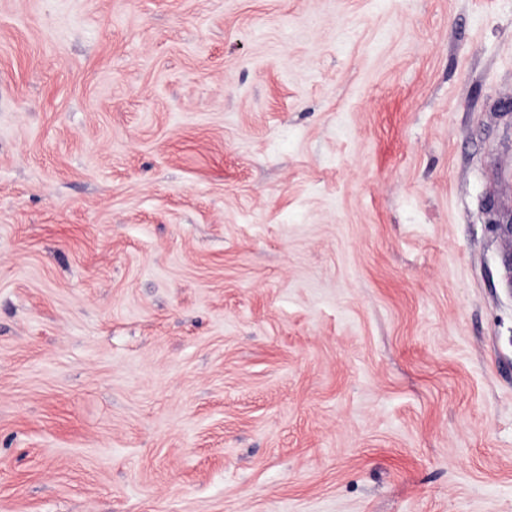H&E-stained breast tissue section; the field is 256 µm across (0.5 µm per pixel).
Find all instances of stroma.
I'll list each match as a JSON object with an SVG mask.
<instances>
[{
	"label": "stroma",
	"instance_id": "35a3bbf8",
	"mask_svg": "<svg viewBox=\"0 0 512 512\" xmlns=\"http://www.w3.org/2000/svg\"><path fill=\"white\" fill-rule=\"evenodd\" d=\"M512 0H0V512H512Z\"/></svg>",
	"mask_w": 512,
	"mask_h": 512
}]
</instances>
